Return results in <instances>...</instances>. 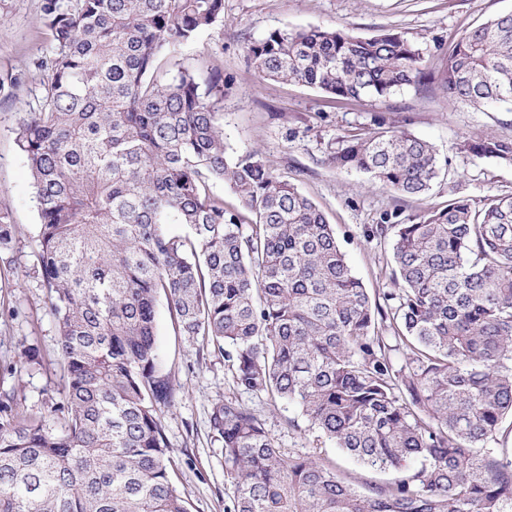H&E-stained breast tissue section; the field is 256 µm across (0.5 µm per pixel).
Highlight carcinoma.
<instances>
[{"mask_svg":"<svg viewBox=\"0 0 512 512\" xmlns=\"http://www.w3.org/2000/svg\"><path fill=\"white\" fill-rule=\"evenodd\" d=\"M223 16L224 0H41L52 50L16 143L64 374L47 416L0 399V512H189L162 423L178 391L160 373V296L190 346L224 354L236 388L295 405L361 467L396 472L362 483L316 451L287 456L226 398L210 426L236 488L229 512H512V452L488 446L512 419V196L376 225L381 238L394 228L399 288L371 300L310 198L259 155L226 156L224 70L153 78L164 52ZM247 52L259 78L332 102L429 77L426 49L393 33L275 29ZM26 81L0 69V98ZM442 86L477 109L512 103V14L456 38ZM460 150L512 164L509 137ZM327 161L401 197L440 172L431 144L381 122Z\"/></svg>","mask_w":512,"mask_h":512,"instance_id":"obj_1","label":"carcinoma"}]
</instances>
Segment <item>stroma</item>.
I'll return each mask as SVG.
<instances>
[{
  "label": "stroma",
  "mask_w": 512,
  "mask_h": 512,
  "mask_svg": "<svg viewBox=\"0 0 512 512\" xmlns=\"http://www.w3.org/2000/svg\"><path fill=\"white\" fill-rule=\"evenodd\" d=\"M38 12L39 0H0V69L30 68L50 52V36L37 23ZM510 12L512 0H224L221 24L178 50L157 77L167 79L181 67L202 77L207 66H223L228 157L258 153L278 176L310 197L334 226L354 275L379 300L395 286L394 264L389 240L369 236L371 225L387 214L401 222L418 219L453 198L476 202L488 195H512V165L459 149L475 133L512 138V104L493 111L455 104L441 83L450 39ZM283 27L336 28L360 38L401 34L427 46L430 77L386 99L336 105L297 83L260 80L246 47ZM42 78L33 71L29 87L21 88L15 99H0V214L15 228L12 248L0 260V356L21 342L37 345L42 354L36 366L16 362L8 367L0 360V397L15 396L30 413L46 412L63 375L55 323L39 275L33 179L16 145L29 89ZM380 116L437 150L442 170L424 195L400 200L362 173L327 164L338 138L368 131ZM155 321L161 370L179 390L177 403L164 412L165 437L176 462L172 480L186 494L190 512H226L235 495L225 473L222 444L210 428L213 405L228 397L251 407L285 454L317 450L360 480H381V473L359 467L311 429L294 406L237 390L221 354L199 356L189 350L165 299L157 301Z\"/></svg>",
  "instance_id": "stroma-1"
}]
</instances>
